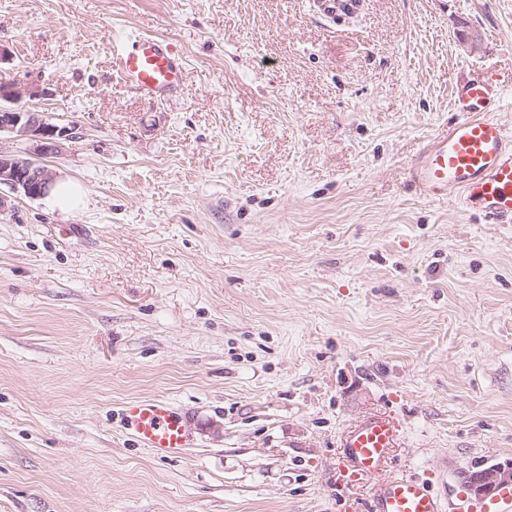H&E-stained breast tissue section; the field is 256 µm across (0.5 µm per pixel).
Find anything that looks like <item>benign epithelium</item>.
Masks as SVG:
<instances>
[{
	"label": "benign epithelium",
	"mask_w": 512,
	"mask_h": 512,
	"mask_svg": "<svg viewBox=\"0 0 512 512\" xmlns=\"http://www.w3.org/2000/svg\"><path fill=\"white\" fill-rule=\"evenodd\" d=\"M27 88L16 83L0 84V100L13 102L23 97ZM10 133L36 142L25 154L0 150V187L20 193L27 198L48 195L55 184V174L39 161L58 147L62 139L72 137L73 128L47 122L36 112L11 107L0 108V134ZM512 484V466H498L487 470L482 479L473 484L478 492L499 485Z\"/></svg>",
	"instance_id": "7a95c632"
}]
</instances>
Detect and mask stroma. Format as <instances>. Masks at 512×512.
I'll use <instances>...</instances> for the list:
<instances>
[{"mask_svg":"<svg viewBox=\"0 0 512 512\" xmlns=\"http://www.w3.org/2000/svg\"><path fill=\"white\" fill-rule=\"evenodd\" d=\"M0 0L17 108L75 127L68 204L0 212V512H365L402 472L441 496L512 465V224L409 186L474 69L512 76V0ZM153 33L178 93L112 41ZM165 398L192 448L120 421ZM387 412L403 447L338 482ZM112 70L138 93L161 100L180 86L184 66L167 40L140 33L119 46L113 45ZM122 415L126 428L155 456L179 457L194 441L191 422L166 399L129 401ZM401 441L402 424L391 415L377 414L355 423L340 442L344 465L338 469L337 479L348 483L378 470Z\"/></svg>","mask_w":512,"mask_h":512,"instance_id":"35a3bbf8","label":"stroma"}]
</instances>
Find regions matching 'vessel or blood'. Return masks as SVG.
I'll use <instances>...</instances> for the list:
<instances>
[{
  "mask_svg": "<svg viewBox=\"0 0 512 512\" xmlns=\"http://www.w3.org/2000/svg\"><path fill=\"white\" fill-rule=\"evenodd\" d=\"M115 76L138 93L164 99L180 86L184 66L163 37L141 33L112 49ZM502 85L490 68L476 69L450 97L456 118L414 160L410 182L421 194H458L462 206L495 224H512V131L487 111ZM124 424L155 456H180L194 441L185 414L163 398L133 400ZM402 441V424L382 413L350 426L342 437L343 465L337 477L351 482L378 470ZM369 512H512V485L473 500L464 493L442 500L427 480L401 474L383 484Z\"/></svg>",
  "mask_w": 512,
  "mask_h": 512,
  "instance_id": "1",
  "label": "vessel or blood"
}]
</instances>
